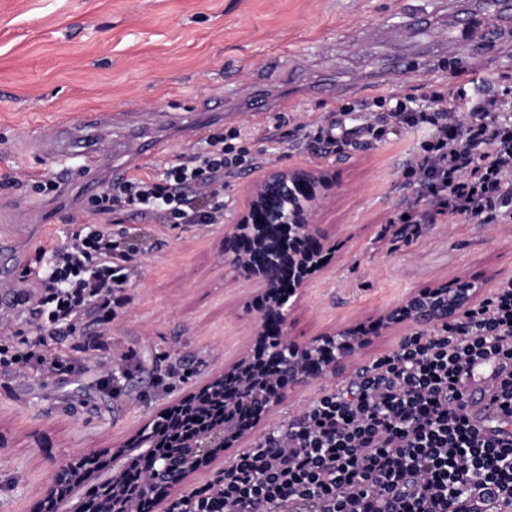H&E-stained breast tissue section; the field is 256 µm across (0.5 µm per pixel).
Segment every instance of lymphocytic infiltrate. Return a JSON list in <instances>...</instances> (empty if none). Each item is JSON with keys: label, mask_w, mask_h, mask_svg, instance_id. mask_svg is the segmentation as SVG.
Here are the masks:
<instances>
[{"label": "lymphocytic infiltrate", "mask_w": 512, "mask_h": 512, "mask_svg": "<svg viewBox=\"0 0 512 512\" xmlns=\"http://www.w3.org/2000/svg\"><path fill=\"white\" fill-rule=\"evenodd\" d=\"M420 90L364 107L352 126L345 121L350 108H341L318 133L298 126L295 138L354 146L391 127L427 128L403 169L416 199L394 223L415 234L439 220L511 221L512 99L477 97L463 86L448 92L424 83ZM233 151L223 132L210 133L164 169L111 181L85 210L111 223L120 216L223 223ZM128 238L86 225L38 248L40 293L20 294L17 306L39 334L23 338L20 351L0 353V365L71 371L44 337L111 319L138 272ZM487 357L507 368L494 393L507 425L492 435L476 427L456 382L466 365ZM469 482L512 503V282L492 288L461 319L403 338L350 385L331 389L301 418L237 454L211 488L180 498L172 512H452Z\"/></svg>", "instance_id": "obj_1"}]
</instances>
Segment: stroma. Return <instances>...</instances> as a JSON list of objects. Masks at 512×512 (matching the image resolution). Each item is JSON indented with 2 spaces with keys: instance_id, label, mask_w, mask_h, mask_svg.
<instances>
[{
  "instance_id": "stroma-1",
  "label": "stroma",
  "mask_w": 512,
  "mask_h": 512,
  "mask_svg": "<svg viewBox=\"0 0 512 512\" xmlns=\"http://www.w3.org/2000/svg\"><path fill=\"white\" fill-rule=\"evenodd\" d=\"M448 25V0H0V173L45 170L25 151L31 130L83 112H135L154 118L217 100L224 112L206 129H236L251 154L277 146L278 166L324 167L336 174V194L321 224L335 246L328 264L294 310L295 335L306 339L343 322L367 321L413 291L464 275L487 288L512 279V222L424 225L407 239L392 218L414 192L402 175L421 135L389 130L381 141L336 148L292 147L298 125L314 131L344 107L374 105L391 94L382 65L391 46L363 39L372 25L401 26L411 14ZM433 31L421 30L401 51L411 67L408 86L448 89L486 77L475 95L512 87V36L488 51L429 56ZM264 87L269 113L281 116L275 141L264 138L247 97ZM348 86L340 97L328 89ZM168 148L152 159L128 155L105 164L129 175L164 166L198 141L168 128ZM89 195L67 176L58 193L30 186L0 188V280L33 263L37 239L64 238L69 218ZM36 212L34 221L18 209ZM146 245L129 301L104 326L105 348L62 344L82 367L63 375L0 368V512H36L55 464L79 451L108 448L132 436L187 389L166 365L188 361L194 379L223 368L243 348L253 315H239L254 283L235 278L220 261V224H138ZM396 335L374 336L364 355L336 379L289 391L284 404L253 428L246 447L299 418L325 392L351 382L378 356L396 349Z\"/></svg>"
}]
</instances>
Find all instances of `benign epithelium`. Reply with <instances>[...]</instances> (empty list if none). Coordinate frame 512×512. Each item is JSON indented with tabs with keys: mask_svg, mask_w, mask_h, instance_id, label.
I'll return each mask as SVG.
<instances>
[{
	"mask_svg": "<svg viewBox=\"0 0 512 512\" xmlns=\"http://www.w3.org/2000/svg\"><path fill=\"white\" fill-rule=\"evenodd\" d=\"M335 189V175L298 167L263 171L244 186L241 208L225 220L222 264L234 276L258 283L244 304L245 311L259 314L245 347L224 369L193 384L156 418L145 421L130 439L113 448L80 452L57 464L42 503L62 501L63 489L69 501L78 500L85 476L104 453L112 457L114 486L124 464L143 454L149 459L145 483L159 491L158 512H170L167 494L183 490L196 474L223 458L284 402L288 388L334 378L366 349L369 330L361 324L342 323L304 340L293 334V310L334 250L320 228L319 216ZM485 292V284L466 276L440 281L382 311L372 330H425L452 322ZM220 392L224 422L173 449L164 461L151 459L148 441L159 421Z\"/></svg>",
	"mask_w": 512,
	"mask_h": 512,
	"instance_id": "obj_1",
	"label": "benign epithelium"
}]
</instances>
